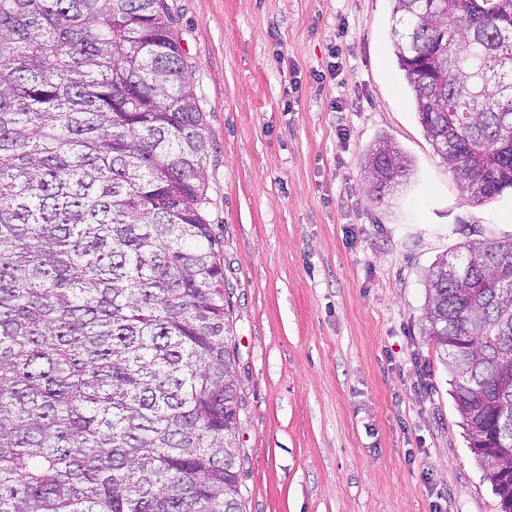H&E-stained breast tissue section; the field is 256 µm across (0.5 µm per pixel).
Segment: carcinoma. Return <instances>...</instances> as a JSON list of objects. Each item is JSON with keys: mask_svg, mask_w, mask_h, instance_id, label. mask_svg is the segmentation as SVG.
<instances>
[{"mask_svg": "<svg viewBox=\"0 0 512 512\" xmlns=\"http://www.w3.org/2000/svg\"><path fill=\"white\" fill-rule=\"evenodd\" d=\"M418 121L512 189V0H394ZM208 140L165 0H0V512H242ZM412 164L365 155L380 194ZM424 275L469 448L512 512V239Z\"/></svg>", "mask_w": 512, "mask_h": 512, "instance_id": "cac0c4a2", "label": "carcinoma"}]
</instances>
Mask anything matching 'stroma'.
Masks as SVG:
<instances>
[{"label":"stroma","instance_id":"obj_1","mask_svg":"<svg viewBox=\"0 0 512 512\" xmlns=\"http://www.w3.org/2000/svg\"><path fill=\"white\" fill-rule=\"evenodd\" d=\"M166 3L234 292L243 512H501L423 334V273L511 239L512 192L473 204L434 152L392 0ZM383 138L412 171L377 195L362 163Z\"/></svg>","mask_w":512,"mask_h":512}]
</instances>
